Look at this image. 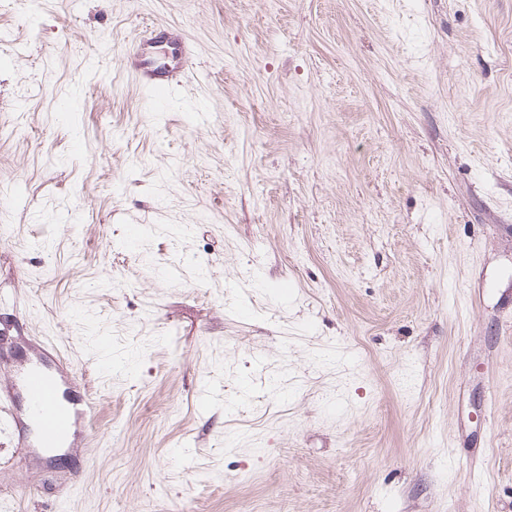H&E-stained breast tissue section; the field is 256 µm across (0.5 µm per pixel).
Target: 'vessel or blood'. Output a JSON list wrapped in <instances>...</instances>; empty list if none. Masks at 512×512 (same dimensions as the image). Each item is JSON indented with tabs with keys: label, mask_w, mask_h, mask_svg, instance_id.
I'll return each instance as SVG.
<instances>
[{
	"label": "vessel or blood",
	"mask_w": 512,
	"mask_h": 512,
	"mask_svg": "<svg viewBox=\"0 0 512 512\" xmlns=\"http://www.w3.org/2000/svg\"><path fill=\"white\" fill-rule=\"evenodd\" d=\"M122 63L139 87L163 99L186 76L192 65L187 40L167 27H155L148 40L133 41L122 52ZM31 351L13 360L10 379L0 384V403H26L25 415L11 414L13 446L21 459L39 451L63 452L77 446L96 417L90 398L69 399L68 384L74 375L66 360L51 344L36 341Z\"/></svg>",
	"instance_id": "b4317fda"
}]
</instances>
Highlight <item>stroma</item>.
Masks as SVG:
<instances>
[{
    "label": "stroma",
    "mask_w": 512,
    "mask_h": 512,
    "mask_svg": "<svg viewBox=\"0 0 512 512\" xmlns=\"http://www.w3.org/2000/svg\"><path fill=\"white\" fill-rule=\"evenodd\" d=\"M1 193L98 418L0 512H512V0H0ZM156 45L167 49L169 63L155 65L150 50ZM122 55L123 66L132 79L139 87L154 93L158 100L182 82L192 65V50L187 40L164 26L155 27L147 41H133L124 48Z\"/></svg>",
    "instance_id": "obj_1"
}]
</instances>
